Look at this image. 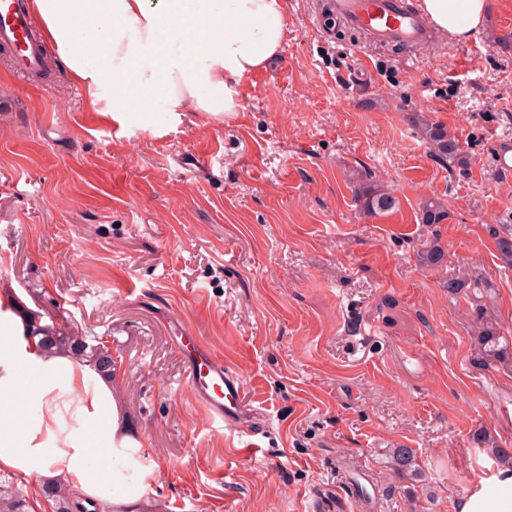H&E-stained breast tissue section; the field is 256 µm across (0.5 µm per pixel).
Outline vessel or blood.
I'll use <instances>...</instances> for the list:
<instances>
[{
    "mask_svg": "<svg viewBox=\"0 0 512 512\" xmlns=\"http://www.w3.org/2000/svg\"><path fill=\"white\" fill-rule=\"evenodd\" d=\"M344 23L371 29L380 41H430L433 32L409 0H336ZM0 44L11 49L20 73L38 70L48 49L38 35L24 0H0ZM174 345L187 371L186 384L211 421L244 438L246 449L256 448L267 435V415L259 407L244 408L242 380L196 337L186 335L182 323L174 325Z\"/></svg>",
    "mask_w": 512,
    "mask_h": 512,
    "instance_id": "obj_1",
    "label": "vessel or blood"
}]
</instances>
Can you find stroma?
Segmentation results:
<instances>
[{"mask_svg": "<svg viewBox=\"0 0 512 512\" xmlns=\"http://www.w3.org/2000/svg\"><path fill=\"white\" fill-rule=\"evenodd\" d=\"M318 3L286 0L278 58L219 122L117 124L57 59L35 85L0 46V291L111 342L142 460L160 465L119 512H362L352 468L387 489L374 512H453L496 450L512 461V364L484 366L475 338L483 312L512 337L496 236L512 171L495 164L512 139V0L464 43L396 53L327 31ZM422 115L466 163L431 156ZM369 184L395 209L365 215ZM429 197L442 223H421ZM430 242L435 268L417 260ZM174 317L269 413L251 455L193 401ZM400 445L420 476L390 466Z\"/></svg>", "mask_w": 512, "mask_h": 512, "instance_id": "1", "label": "stroma"}]
</instances>
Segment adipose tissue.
I'll use <instances>...</instances> for the list:
<instances>
[{
    "mask_svg": "<svg viewBox=\"0 0 512 512\" xmlns=\"http://www.w3.org/2000/svg\"><path fill=\"white\" fill-rule=\"evenodd\" d=\"M30 8L88 105L114 121L153 112L238 111L251 76L279 54L285 0H30ZM449 41L485 25L490 0H420ZM91 18L82 30L77 22ZM122 90L105 96L111 85ZM0 294V470L58 482L121 504L144 496L154 468L136 455L118 377L76 356L38 347L29 322ZM454 512H512V464L475 475Z\"/></svg>",
    "mask_w": 512,
    "mask_h": 512,
    "instance_id": "adipose-tissue-1",
    "label": "adipose tissue"
}]
</instances>
